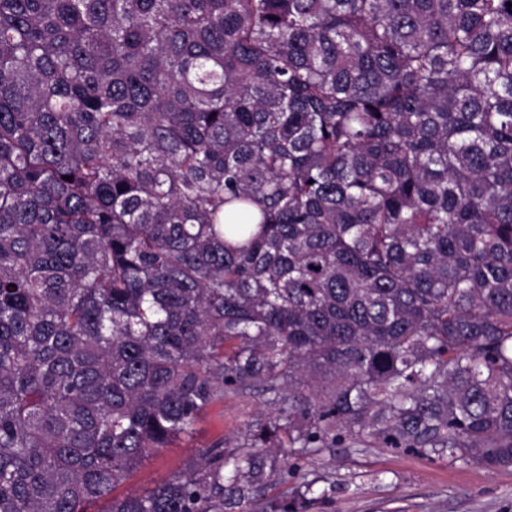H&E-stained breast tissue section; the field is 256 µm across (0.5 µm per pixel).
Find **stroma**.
Listing matches in <instances>:
<instances>
[{"label":"stroma","mask_w":512,"mask_h":512,"mask_svg":"<svg viewBox=\"0 0 512 512\" xmlns=\"http://www.w3.org/2000/svg\"><path fill=\"white\" fill-rule=\"evenodd\" d=\"M271 397L257 389L225 391L193 437L150 456L117 494L142 493L170 478L200 450L225 442L243 444L249 424L275 413ZM301 471L285 484L269 486L253 512L288 500L292 512H512V467L492 470L473 461L427 458L366 441L358 448H325L298 459L294 449L279 451Z\"/></svg>","instance_id":"1"}]
</instances>
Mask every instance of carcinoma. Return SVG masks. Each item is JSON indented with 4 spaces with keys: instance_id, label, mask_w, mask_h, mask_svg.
<instances>
[{
    "instance_id": "obj_1",
    "label": "carcinoma",
    "mask_w": 512,
    "mask_h": 512,
    "mask_svg": "<svg viewBox=\"0 0 512 512\" xmlns=\"http://www.w3.org/2000/svg\"><path fill=\"white\" fill-rule=\"evenodd\" d=\"M338 427L512 466V0H0V512H251ZM271 399L272 395L259 389L225 391L224 399L200 419L192 438L177 441L171 448L154 453L117 487L115 494L147 491L181 470L198 456L200 450L223 439L229 449L242 445L249 424L275 413L277 406Z\"/></svg>"
}]
</instances>
